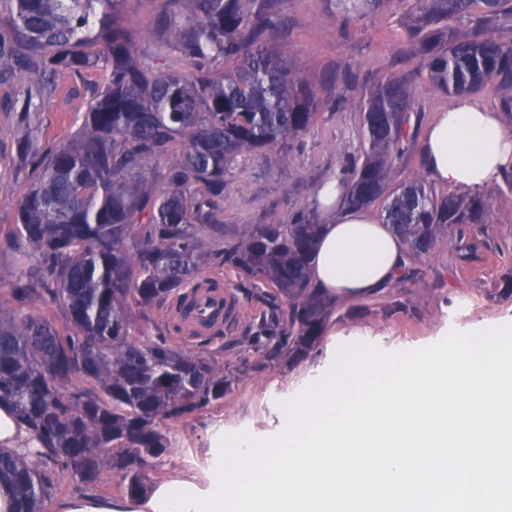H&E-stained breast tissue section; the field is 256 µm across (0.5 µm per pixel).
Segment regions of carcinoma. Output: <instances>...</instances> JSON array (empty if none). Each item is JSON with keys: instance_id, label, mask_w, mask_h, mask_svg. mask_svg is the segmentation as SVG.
Returning <instances> with one entry per match:
<instances>
[{"instance_id": "obj_1", "label": "carcinoma", "mask_w": 512, "mask_h": 512, "mask_svg": "<svg viewBox=\"0 0 512 512\" xmlns=\"http://www.w3.org/2000/svg\"><path fill=\"white\" fill-rule=\"evenodd\" d=\"M0 25L6 75L31 78L24 112H37L63 71L110 72L70 139L44 146L29 128L17 139L37 176L22 194L9 240L15 263L0 267V408L9 409L40 445L22 454L0 447V486L15 512H42L68 479L91 486L108 466L123 496L147 497L149 472L170 448L163 422L224 403L232 379L224 347L191 348L171 312L194 305L192 283L223 287L226 271L264 283L262 309L235 344L276 366L316 349L336 299L316 288L311 260L321 231L313 209L289 224H253L228 233L218 221L224 171L245 154H264L313 123L315 84L265 39L281 0H162L160 47L189 73L155 67L133 50L136 33L122 0H10ZM408 33L426 59L431 85L469 95L497 81L512 114V45L495 23L512 0H412ZM329 15L349 23L378 0H328ZM483 26L462 32L473 5ZM234 65L219 78L207 69ZM415 91L385 75L358 108L366 144L361 163L344 170L352 207L382 203L381 221L407 245L408 260L427 255L443 231L477 247L485 223L479 196H438L415 178L391 187L395 162L413 139ZM181 157L158 169L171 145ZM64 320L58 327L53 316ZM154 322L161 336L138 342L131 330Z\"/></svg>"}]
</instances>
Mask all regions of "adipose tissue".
Here are the masks:
<instances>
[{
  "label": "adipose tissue",
  "mask_w": 512,
  "mask_h": 512,
  "mask_svg": "<svg viewBox=\"0 0 512 512\" xmlns=\"http://www.w3.org/2000/svg\"><path fill=\"white\" fill-rule=\"evenodd\" d=\"M425 169L435 182L478 193L512 174V126L473 97L457 96L426 128ZM322 232L311 276L329 295L359 298L389 287L404 263L403 241L367 209L348 207L340 178L317 189Z\"/></svg>",
  "instance_id": "1"
}]
</instances>
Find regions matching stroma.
Segmentation results:
<instances>
[{"mask_svg": "<svg viewBox=\"0 0 512 512\" xmlns=\"http://www.w3.org/2000/svg\"><path fill=\"white\" fill-rule=\"evenodd\" d=\"M155 0H126L124 10L137 30V57L157 56ZM412 14L405 0H379L376 9L342 27L327 12L325 0H285L282 22L272 42L295 69L316 83L321 105L316 122L299 138L265 155H244L224 174V225L244 228L273 221L290 223L308 206L326 179L341 175L362 149V118L353 103L375 77L403 74L416 88V133H424L449 96L429 84L422 57L407 49ZM109 74L102 68L63 72L57 90L42 111L22 120L13 104L21 100L25 77L0 85V243L14 223L19 198L34 176L16 160V137L23 123L37 128L41 141L55 145L75 131L93 89ZM488 218L484 234L491 248L462 254L453 233L442 235L431 254L418 260L421 275L406 289L379 296L342 299L329 320L319 350L310 358L262 368L254 354L234 358L236 379L222 406L164 423L170 447L150 472L152 484L193 480L206 486L216 424L225 432H247L257 440L279 435L287 422L278 403L294 398L332 365L340 344L359 340L395 354L430 346L449 332L512 324V183L486 189Z\"/></svg>", "mask_w": 512, "mask_h": 512, "instance_id": "35a3bbf8", "label": "stroma"}]
</instances>
